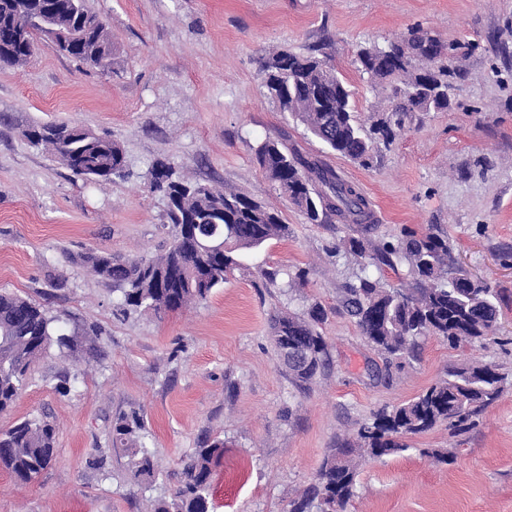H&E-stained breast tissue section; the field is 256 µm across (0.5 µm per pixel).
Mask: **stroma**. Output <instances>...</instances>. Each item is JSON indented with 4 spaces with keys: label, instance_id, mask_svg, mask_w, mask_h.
<instances>
[{
    "label": "stroma",
    "instance_id": "obj_1",
    "mask_svg": "<svg viewBox=\"0 0 512 512\" xmlns=\"http://www.w3.org/2000/svg\"><path fill=\"white\" fill-rule=\"evenodd\" d=\"M112 39L98 72L39 41L21 65L0 64V290L40 304L65 346L32 364L0 430L29 418L56 426V457L38 479L0 469V512H147L180 479L205 438L224 442L212 512H286L332 449L357 443L373 413L405 403L449 365L512 372V0H87ZM420 26L476 48L445 112H417L364 168L334 154L283 112L263 65L281 50L327 57L354 92L357 117L387 109L356 62L361 49ZM76 123L117 142L129 173L100 183L74 175L25 132ZM282 141L322 159L366 196L369 225L309 223L265 176L256 149ZM238 191L277 210L287 239L242 252V266L206 301L158 319L120 315L116 295L85 266L97 251L153 256L171 238L165 198L146 174ZM434 229L453 257L498 297V341L480 348L428 338L414 359L386 364L343 304L359 263L344 239L376 247ZM277 268V286L261 270ZM321 305L328 362L299 385L278 358L270 320ZM144 418L155 462L134 477L112 424ZM410 451L355 457L344 512H512V385L465 434L440 424ZM445 448L446 464L423 456Z\"/></svg>",
    "mask_w": 512,
    "mask_h": 512
}]
</instances>
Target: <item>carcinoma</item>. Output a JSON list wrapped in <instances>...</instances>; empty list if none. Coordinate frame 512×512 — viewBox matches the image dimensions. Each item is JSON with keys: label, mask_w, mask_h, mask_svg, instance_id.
Instances as JSON below:
<instances>
[{"label": "carcinoma", "mask_w": 512, "mask_h": 512, "mask_svg": "<svg viewBox=\"0 0 512 512\" xmlns=\"http://www.w3.org/2000/svg\"><path fill=\"white\" fill-rule=\"evenodd\" d=\"M66 14V20L82 33L83 48L61 52L84 64L91 54L111 53L112 43L99 15L86 0H0V64L20 65L29 60L34 42L30 12L41 5ZM469 41L444 42L415 27L400 43L374 46L358 53L361 69L374 86L391 87L392 101L386 113L367 127L354 115V92L336 76L328 62L286 50L273 54L264 66V87L282 111L307 126L309 132L330 150L362 166L370 164L379 146L389 143L413 112H444L451 81L462 76L455 61L471 53ZM420 72L443 92L428 88L417 101L406 103ZM66 166L88 181L110 180L126 169L121 146L104 137L82 135L71 129L64 137L44 143ZM257 162L265 175L288 197L312 224L337 220L341 224H370L369 202L352 182L318 160L288 151L282 143L267 140L257 149ZM150 187L167 200L165 219L174 238L160 254L129 259L110 253H91L86 261L102 282L118 293L117 310L151 313L157 317L206 299L239 267L241 251L259 248L270 240L288 236L281 214L241 192H223L177 175L174 166L157 162L148 172ZM182 224L215 225L211 236L197 232L184 237ZM346 252L366 263L357 283L346 288L345 304L366 343L391 362L414 355L419 340L443 339L456 348L462 344L483 347L495 341L498 310L496 296L483 281L460 268L448 280L451 247L444 235L428 230L412 233L397 243L370 250L361 239L347 241ZM408 266L415 287L406 291L372 276L377 269L396 263ZM206 271L208 283L194 274ZM317 305L301 316L280 312L272 318L277 351L289 342L307 350L306 368L288 364L300 382L312 380L326 365L328 345L317 330L325 320ZM54 318L35 302L0 291V412L8 410L23 386L33 362L52 345ZM508 374L477 362L448 367L446 377L413 399L374 413L358 429L359 452L381 458L409 450L406 439L424 434L446 422L460 435L476 425L483 412L502 394ZM143 418L122 414L112 427V446L129 458L135 476L154 474L152 454L143 434ZM55 429L46 420L25 419L0 431V468L28 483L37 478L56 455ZM350 448H338L328 456L314 483L298 499L288 503V512H342L354 496L357 472L348 460ZM224 454V443L205 440L182 460L181 480L167 498L154 500L153 512H210L214 462Z\"/></svg>", "instance_id": "1"}]
</instances>
